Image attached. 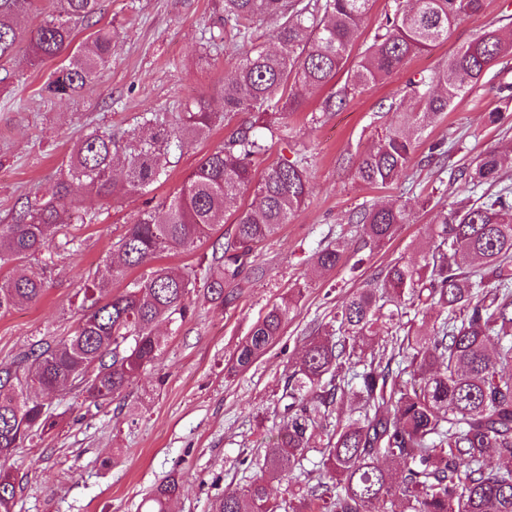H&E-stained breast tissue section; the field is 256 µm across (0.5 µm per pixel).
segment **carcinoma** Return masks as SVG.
<instances>
[{
    "label": "carcinoma",
    "instance_id": "1",
    "mask_svg": "<svg viewBox=\"0 0 512 512\" xmlns=\"http://www.w3.org/2000/svg\"><path fill=\"white\" fill-rule=\"evenodd\" d=\"M37 0H0V60L22 39L17 19ZM374 0H222V15L206 37L217 51L246 43L267 19L276 21L270 51L255 44L242 56L222 90L224 113L193 100L171 124L142 117L143 133L125 141L90 133L73 149L67 175L53 182L37 206L23 205L0 224V266L49 247L69 224L85 223L73 183L102 200L132 198L160 182L162 158L182 152L194 138L224 121L227 133L205 155L181 188L160 207L140 211L125 225L119 259L84 288L85 314L59 340H39L15 368H0V512H13L16 482L9 461L15 448L55 426L44 396L70 385L96 402H110L131 387L163 353L154 325L179 329L192 320L191 294L203 280L210 299L230 304L224 288L238 281L253 247L305 206L310 194L305 158H283L256 176L255 163L272 144L290 138L288 115L302 106L301 92L328 89L312 120L334 112L363 90L391 77L404 62L448 39L484 0L395 2L359 60L347 65ZM102 0H59L55 14L30 36L32 59L67 55L43 88L50 98H76L112 55V33L101 28L72 47L78 26L101 13ZM512 55V35L490 28L448 57V63L409 80L404 97L381 108L393 120L359 158L356 176L386 186L405 173L419 147L418 134L443 117L482 74ZM504 108L488 113L492 124L512 122V85L499 88ZM252 120L232 124L240 113ZM126 164L116 177L113 159ZM512 161L496 149L480 153L455 172L458 191L472 193L500 182ZM253 188L258 204L244 208L240 195ZM233 229L203 268L176 272L154 262L165 252L188 251L207 240L224 214ZM403 205L364 207L349 217L373 247L388 243L407 223ZM433 249L420 262L397 260L375 284L351 293L336 307L324 333L307 343L300 365L288 375L286 416L272 447L242 464L256 477L239 493L215 498L210 512H512V186L441 215L431 227ZM347 250L337 240L317 252L321 272L336 269ZM146 266L142 276L112 293V283ZM38 275L0 281V312L36 302L44 293ZM293 298L267 309L236 349L234 369L244 370L279 339ZM433 319V335L413 331L414 318ZM384 328L398 352L379 359L370 337ZM347 404L357 417H333ZM314 452L319 473L305 469ZM500 462L491 468L487 460ZM286 482L288 497L271 496L270 484ZM180 491L177 478L156 485L146 512H169Z\"/></svg>",
    "mask_w": 512,
    "mask_h": 512
}]
</instances>
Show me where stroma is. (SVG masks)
I'll return each mask as SVG.
<instances>
[{"mask_svg":"<svg viewBox=\"0 0 512 512\" xmlns=\"http://www.w3.org/2000/svg\"><path fill=\"white\" fill-rule=\"evenodd\" d=\"M216 2L103 0L101 23L112 32V57L73 100L43 95L60 62L34 63L26 39L57 9L58 0H40L21 19L25 39L12 58L0 62V224L11 223L21 203L42 197L89 129L122 137L140 131L144 115L169 121L194 98L222 111L224 80L243 50H205L203 37L217 20ZM496 20L512 29V0H486L483 13L462 21L447 40L355 95L322 123H309L319 96L308 95L288 119L291 138L274 145L256 165L261 172L279 158L305 154L311 187L305 207L254 248L240 281L229 287L233 303L199 292L192 297V321L177 331L159 325L160 360L121 396L100 403L69 387L51 397L58 425L13 457L20 484L14 512H143L148 492L169 475L182 485L171 512H208L214 498L245 486L250 474L238 460L245 452L264 453L275 439L288 403L285 381L308 340L379 270L401 258H418L420 249L429 247L430 225L459 197L449 181L452 170L487 149L512 152V126L486 119L501 104L498 86L512 84L507 57L456 100L443 120L424 130L425 141L453 142L445 161L428 160L421 148L391 186L368 187L354 176L360 154L392 118L384 104L402 97L407 80L435 70ZM223 138L220 127L195 138L171 157L166 179L142 196L104 201L77 188L76 197L94 223L71 225L69 235L57 236L42 254L0 267L2 277L20 270L45 282L35 303L0 312V367L39 339L75 330L83 315L80 290L113 253L125 224L145 205L174 195ZM387 202L406 205L408 223L384 246L364 247L361 227L349 223V216ZM339 236L348 243L342 263L319 273L315 253ZM256 267L263 269L262 278L253 276ZM289 295L297 303L282 336L249 369L231 371L233 355L254 323Z\"/></svg>","mask_w":512,"mask_h":512,"instance_id":"stroma-1","label":"stroma"}]
</instances>
